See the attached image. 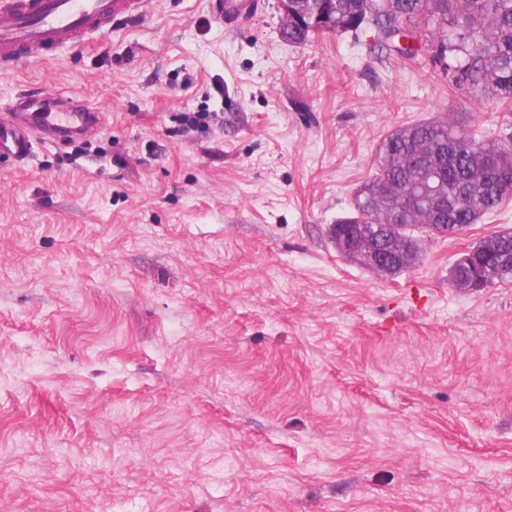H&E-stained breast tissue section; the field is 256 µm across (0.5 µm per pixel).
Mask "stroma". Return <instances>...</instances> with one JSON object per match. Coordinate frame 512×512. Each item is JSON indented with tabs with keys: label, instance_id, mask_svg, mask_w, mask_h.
Here are the masks:
<instances>
[{
	"label": "stroma",
	"instance_id": "35a3bbf8",
	"mask_svg": "<svg viewBox=\"0 0 512 512\" xmlns=\"http://www.w3.org/2000/svg\"><path fill=\"white\" fill-rule=\"evenodd\" d=\"M255 2L142 0L0 70V113L100 118L0 153V512H512V283L450 280L512 200L394 276L329 237L394 129L512 111ZM252 0H209L211 14L224 21L228 26H234L250 13Z\"/></svg>",
	"mask_w": 512,
	"mask_h": 512
}]
</instances>
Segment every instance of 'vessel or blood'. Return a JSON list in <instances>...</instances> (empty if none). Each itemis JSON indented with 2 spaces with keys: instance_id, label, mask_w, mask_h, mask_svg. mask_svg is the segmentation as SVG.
<instances>
[{
  "instance_id": "vessel-or-blood-1",
  "label": "vessel or blood",
  "mask_w": 512,
  "mask_h": 512,
  "mask_svg": "<svg viewBox=\"0 0 512 512\" xmlns=\"http://www.w3.org/2000/svg\"><path fill=\"white\" fill-rule=\"evenodd\" d=\"M211 14L232 26L252 9V0H208ZM135 10L134 0H0V69L22 59L74 46L77 38L124 21ZM33 99L17 101L0 116V151L23 159L32 150V131L45 137L81 134L98 124L92 111L74 107L58 112L33 111Z\"/></svg>"
}]
</instances>
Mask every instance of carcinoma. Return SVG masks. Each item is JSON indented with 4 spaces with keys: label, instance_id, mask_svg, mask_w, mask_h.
I'll return each mask as SVG.
<instances>
[{
    "label": "carcinoma",
    "instance_id": "carcinoma-1",
    "mask_svg": "<svg viewBox=\"0 0 512 512\" xmlns=\"http://www.w3.org/2000/svg\"><path fill=\"white\" fill-rule=\"evenodd\" d=\"M441 30L431 44L436 62L454 71L456 83L485 98L512 103V0H293L281 28L284 40L303 45L318 34H358L377 28V46L413 56L396 37L424 45L429 26ZM512 198V148L475 141L459 119L432 118L392 131L380 144L375 173L354 196L338 224L364 227L365 250L400 254V273L419 253L413 230L433 234L477 223ZM485 286L512 281V230L473 246Z\"/></svg>",
    "mask_w": 512,
    "mask_h": 512
}]
</instances>
